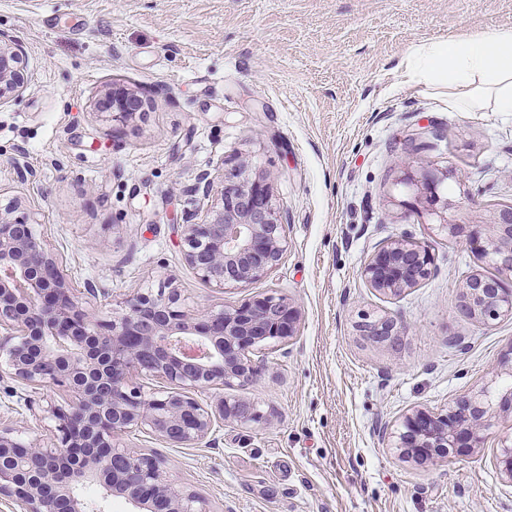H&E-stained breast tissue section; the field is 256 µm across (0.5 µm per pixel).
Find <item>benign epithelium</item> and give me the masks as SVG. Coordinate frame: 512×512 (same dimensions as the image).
<instances>
[{
  "mask_svg": "<svg viewBox=\"0 0 512 512\" xmlns=\"http://www.w3.org/2000/svg\"><path fill=\"white\" fill-rule=\"evenodd\" d=\"M31 78L23 45L0 34V101L16 95ZM146 99L121 86L107 89L98 107L116 119L145 112ZM420 202L439 218L450 238L464 237L497 275H471L463 285L461 307L480 321L512 318V206L478 222L452 218L456 201L440 190L448 179L423 176ZM199 206L185 214V259L213 288L242 286L276 264L287 244L285 224L272 203L267 178L250 176L242 164L236 180L203 171L188 188ZM0 211V357L19 379L56 386L72 395L55 408L56 442L43 448L0 431V496L18 512H88L83 489L94 486L103 498L121 497L140 512H206L194 495L168 483L160 462L116 438L132 427L145 428L175 445L204 439L216 419L257 422L255 406L242 399L220 400L217 410L195 397L199 390L243 385L258 368L248 354L270 341L296 336L301 313L272 296L249 299L219 311L187 313L174 295L137 291L122 311L95 324L83 307L98 289L74 287L57 258L32 225ZM429 248L402 236L380 246L364 263L361 277L373 289L397 295L428 279ZM376 344L399 335L390 317L366 314L356 324ZM133 372L175 386L159 396L129 387ZM512 409V387L490 396L481 390L448 409L414 408L404 414L394 447L403 459L432 465L458 448H481L499 410ZM500 474L512 484V438L501 441L496 457Z\"/></svg>",
  "mask_w": 512,
  "mask_h": 512,
  "instance_id": "benign-epithelium-1",
  "label": "benign epithelium"
}]
</instances>
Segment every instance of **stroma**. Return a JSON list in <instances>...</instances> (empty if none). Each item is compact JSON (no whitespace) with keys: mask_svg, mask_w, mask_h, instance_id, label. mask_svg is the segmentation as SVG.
Here are the masks:
<instances>
[{"mask_svg":"<svg viewBox=\"0 0 512 512\" xmlns=\"http://www.w3.org/2000/svg\"><path fill=\"white\" fill-rule=\"evenodd\" d=\"M512 27V0H0V32L22 42L29 85L0 104V208L34 224L87 310L108 321L136 291L177 292L191 313L254 296L297 304V335L251 352L244 386L196 392L253 403L259 422L216 421L177 447L131 428L119 446L161 460L208 512H512L494 465L512 413L483 448L437 466L400 458L381 426L410 409L512 384V319L460 307L468 276L493 274L413 203L424 172L445 174L470 221L512 204V112H460L407 86L415 43ZM148 98L111 120L112 84ZM266 175L288 246L245 286L216 290L185 260V194L204 170ZM34 176L21 181L17 166ZM429 246L432 275L400 295L361 269L400 236ZM389 316L396 344H372L361 315ZM60 388L0 371V429L55 439Z\"/></svg>","mask_w":512,"mask_h":512,"instance_id":"obj_1","label":"stroma"}]
</instances>
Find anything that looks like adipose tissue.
<instances>
[{
  "mask_svg": "<svg viewBox=\"0 0 512 512\" xmlns=\"http://www.w3.org/2000/svg\"><path fill=\"white\" fill-rule=\"evenodd\" d=\"M406 83L447 92L461 112H512V28L456 34L413 46Z\"/></svg>",
  "mask_w": 512,
  "mask_h": 512,
  "instance_id": "1",
  "label": "adipose tissue"
}]
</instances>
